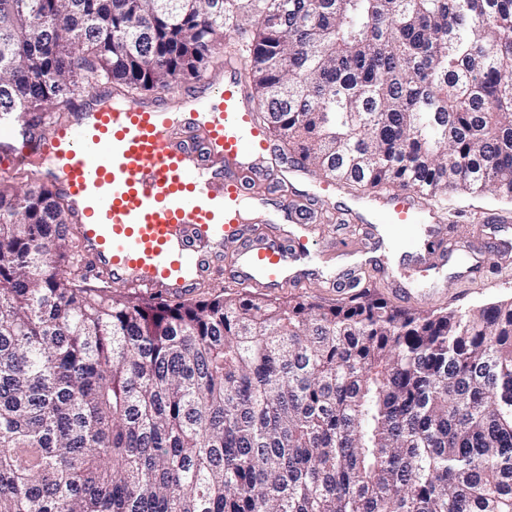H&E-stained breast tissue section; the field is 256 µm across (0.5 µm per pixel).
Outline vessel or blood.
<instances>
[{"label": "vessel or blood", "instance_id": "vessel-or-blood-1", "mask_svg": "<svg viewBox=\"0 0 512 512\" xmlns=\"http://www.w3.org/2000/svg\"><path fill=\"white\" fill-rule=\"evenodd\" d=\"M230 79L203 96L170 89L155 100L131 103L81 94L70 123L41 133L17 118L0 128V159L21 167L44 162L40 179L69 200L88 250L114 281L140 291L188 292L203 271L205 253L234 242L240 286L274 287L297 281L302 240L292 246L255 237L243 240L244 208L265 220L266 202L248 198L242 173L268 166L275 148L253 121L254 102L244 92L246 61L223 65ZM181 109L168 116L170 105ZM371 224H422L440 235L433 213L413 192L397 189L363 202ZM411 264L430 273L452 261V251L414 247Z\"/></svg>", "mask_w": 512, "mask_h": 512}]
</instances>
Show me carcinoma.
<instances>
[{
  "instance_id": "carcinoma-1",
  "label": "carcinoma",
  "mask_w": 512,
  "mask_h": 512,
  "mask_svg": "<svg viewBox=\"0 0 512 512\" xmlns=\"http://www.w3.org/2000/svg\"><path fill=\"white\" fill-rule=\"evenodd\" d=\"M226 45L324 177L512 201V0H0V115ZM71 218L0 188V512H512V302L114 293Z\"/></svg>"
}]
</instances>
